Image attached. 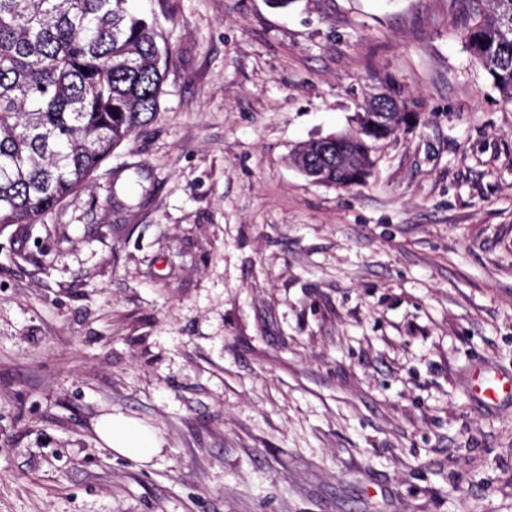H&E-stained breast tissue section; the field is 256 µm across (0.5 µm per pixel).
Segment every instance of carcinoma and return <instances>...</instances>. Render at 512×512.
<instances>
[{"mask_svg": "<svg viewBox=\"0 0 512 512\" xmlns=\"http://www.w3.org/2000/svg\"><path fill=\"white\" fill-rule=\"evenodd\" d=\"M472 58L512 101V0H467ZM170 57L157 23L128 0H0V224H31L81 188L158 109ZM389 107L412 100L385 79ZM399 135L363 126L305 143L295 165L319 183H365L376 145ZM354 153L346 170L325 161Z\"/></svg>", "mask_w": 512, "mask_h": 512, "instance_id": "cac0c4a2", "label": "carcinoma"}]
</instances>
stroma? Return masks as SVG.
Segmentation results:
<instances>
[{
	"instance_id": "obj_1",
	"label": "stroma",
	"mask_w": 512,
	"mask_h": 512,
	"mask_svg": "<svg viewBox=\"0 0 512 512\" xmlns=\"http://www.w3.org/2000/svg\"><path fill=\"white\" fill-rule=\"evenodd\" d=\"M150 123L0 226V512H512V102L451 0H129ZM419 119L352 189L301 144L382 76ZM113 416L160 441L116 456ZM477 399L492 405L512 397V375L478 376L473 386Z\"/></svg>"
}]
</instances>
